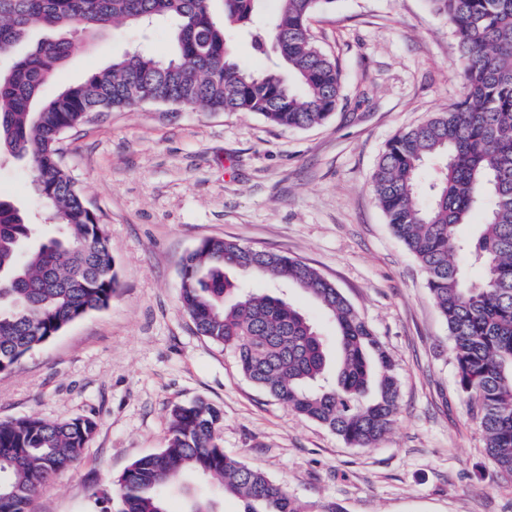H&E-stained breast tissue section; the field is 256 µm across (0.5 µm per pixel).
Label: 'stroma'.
Segmentation results:
<instances>
[{
    "instance_id": "35a3bbf8",
    "label": "stroma",
    "mask_w": 512,
    "mask_h": 512,
    "mask_svg": "<svg viewBox=\"0 0 512 512\" xmlns=\"http://www.w3.org/2000/svg\"><path fill=\"white\" fill-rule=\"evenodd\" d=\"M315 44L339 65L341 101L320 125L275 126L244 112L145 102L93 115L68 131L62 163L100 218L119 272L109 305L0 372V422L86 417L96 433L79 462L43 486L30 512H118L113 482L165 448L174 405L220 408L225 453L285 485L316 512H512L457 385L447 325L415 257L371 190L388 141L461 95L458 48L426 0H335L309 21ZM169 57L173 29L122 25L84 37L45 96L84 82L113 55ZM0 193L33 222L44 208L23 164L0 163ZM211 237L287 254L317 268L368 323L399 380L390 432L348 445L246 379L232 350L199 334L180 302L184 256ZM248 288L282 295L327 340L336 328L303 291L268 277ZM216 512L241 502L194 478L168 500Z\"/></svg>"
}]
</instances>
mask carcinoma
Here are the masks:
<instances>
[{
	"instance_id": "carcinoma-1",
	"label": "carcinoma",
	"mask_w": 512,
	"mask_h": 512,
	"mask_svg": "<svg viewBox=\"0 0 512 512\" xmlns=\"http://www.w3.org/2000/svg\"><path fill=\"white\" fill-rule=\"evenodd\" d=\"M0 0V53L23 48L0 73V154L37 171L41 197L62 233L30 243L37 225L0 195V372L70 323L109 305L119 286L108 239L59 158L62 135L92 112L131 107L128 89L215 112H248L304 129L340 101L338 64L309 33L310 17L334 0H279L277 17L254 25L262 0ZM453 32L461 98L388 142L372 174L375 198L393 234L414 255L453 342L458 385L468 398L498 472L512 477V0H428ZM169 21L174 56L144 50L112 58L86 82L51 98L42 87L78 48L77 36L124 24ZM35 28L56 35L32 40ZM272 44L294 77L258 72L228 52L226 33ZM433 175L422 182V167ZM483 213L479 229H456ZM481 268L473 280L467 266ZM268 276L308 293L336 325L330 349L310 318L288 300L253 292L227 275ZM180 298L197 331L233 349L246 379L289 409L369 447L391 429L399 382L393 361L336 286L286 254L206 239L183 259ZM223 416L197 401L176 405L167 446L114 482L121 512H169L167 493L194 475L241 499L243 512H303L285 486L224 453ZM96 431L84 417L0 422V512H29L41 485L70 468Z\"/></svg>"
}]
</instances>
